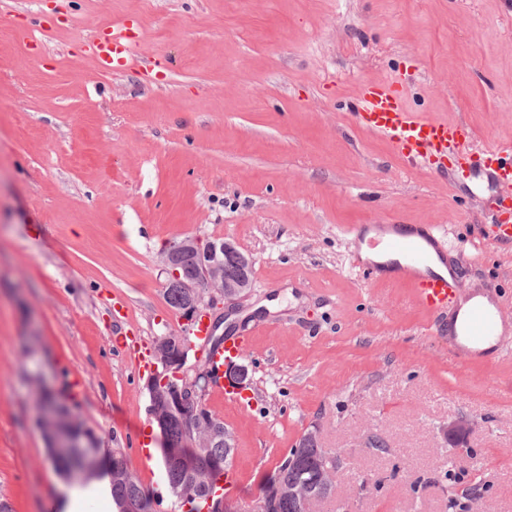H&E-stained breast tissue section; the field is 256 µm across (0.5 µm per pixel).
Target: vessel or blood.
<instances>
[{"label": "vessel or blood", "mask_w": 512, "mask_h": 512, "mask_svg": "<svg viewBox=\"0 0 512 512\" xmlns=\"http://www.w3.org/2000/svg\"><path fill=\"white\" fill-rule=\"evenodd\" d=\"M87 45L102 73L123 72L138 59V26L129 19L120 20L96 31ZM355 117L363 127L389 144L409 167L449 159L455 169L464 174L488 171L501 189L500 209L504 213L492 226L489 237L496 242L512 241V143L475 149V135L468 124L458 120L440 121L408 111L403 97L384 83L361 91ZM387 231V249L406 260L398 270V279L414 288L419 304L432 314L444 311L449 317H462L461 332L453 331L448 335L460 362L498 355L503 346L498 325L503 317L495 302L497 285L490 283L482 288V303L465 306V292L457 271L441 276L428 270L433 257L443 256L446 251L435 229L421 226L414 230L391 224ZM192 334L195 344L203 349L206 359L219 374L225 365L243 356L248 344L247 336L239 335L225 338L220 345H212L208 326L202 321L193 325Z\"/></svg>", "instance_id": "vessel-or-blood-1"}]
</instances>
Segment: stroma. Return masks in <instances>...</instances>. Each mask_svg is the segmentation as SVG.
Returning <instances> with one entry per match:
<instances>
[{
    "label": "stroma",
    "instance_id": "35a3bbf8",
    "mask_svg": "<svg viewBox=\"0 0 512 512\" xmlns=\"http://www.w3.org/2000/svg\"><path fill=\"white\" fill-rule=\"evenodd\" d=\"M121 17L139 22L143 61L107 75L84 41ZM389 80L409 111L465 120L481 146L512 141V0H0V496L13 512H54L67 491L33 427L38 376L123 448L162 493L157 512H179L160 451L130 444L149 396L112 341L181 332L160 254L186 237L254 261L253 294L220 331L252 332L256 402L204 397L235 435L241 506L313 431L342 460L338 497L313 512H451L466 487L476 512H512V338L457 365L447 318L355 267L352 228L436 225L463 287L498 284L512 325V243L483 236L498 189L408 168L353 120L360 91ZM461 416L474 426L455 446ZM370 435L386 452L363 447Z\"/></svg>",
    "mask_w": 512,
    "mask_h": 512
}]
</instances>
